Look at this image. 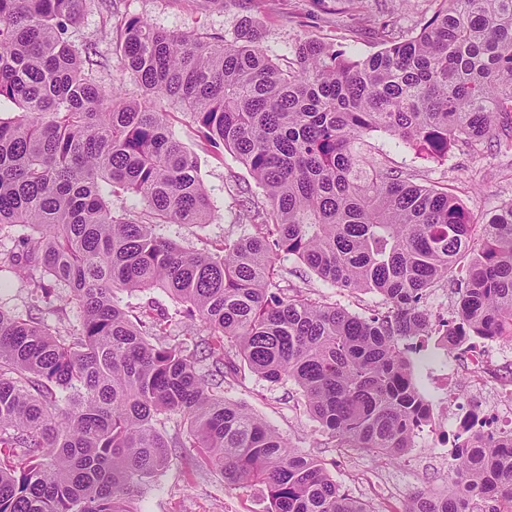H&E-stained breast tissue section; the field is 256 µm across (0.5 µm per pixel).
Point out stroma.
<instances>
[{
    "instance_id": "stroma-1",
    "label": "stroma",
    "mask_w": 512,
    "mask_h": 512,
    "mask_svg": "<svg viewBox=\"0 0 512 512\" xmlns=\"http://www.w3.org/2000/svg\"><path fill=\"white\" fill-rule=\"evenodd\" d=\"M116 4L118 16L140 17L157 29L197 34L211 41H232L242 23H253L268 54L282 65L291 59L295 43L307 39L355 56L380 51L384 47L377 33L381 22L391 23L401 34H415L438 8L436 0H224L223 5L209 8L201 7L198 0H116ZM71 40L79 49L95 45L99 64L91 71L94 82L105 87L117 84L127 97L142 98L140 85L122 69L115 30L98 0H87ZM165 108L175 138L198 158L211 218L206 224H164L159 231L183 247L211 251L244 233L239 222L241 190L256 199L262 198L263 191L231 152L217 156L201 148L193 119L179 103L167 102ZM367 140L376 158L412 175L415 183L453 192L476 222L512 200V150H501L493 143L480 150L461 144L447 159L434 160L384 131L370 133ZM283 265L289 279L304 291L326 296L351 312L368 313L380 301L372 293L355 298L331 287L295 258L285 259ZM223 390L227 400L246 405L284 439L319 459L345 490L369 501L377 512H404L419 490L437 494L448 490V463L434 455L431 443L415 442L396 461L328 447L293 381L273 384L244 368L226 379ZM199 458L197 449L177 450L162 471L140 481L129 501L131 512H264L259 487H225L219 472L196 469Z\"/></svg>"
}]
</instances>
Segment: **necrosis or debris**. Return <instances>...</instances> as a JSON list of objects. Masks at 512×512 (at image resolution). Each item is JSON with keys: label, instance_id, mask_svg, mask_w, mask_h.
<instances>
[{"label": "necrosis or debris", "instance_id": "obj_1", "mask_svg": "<svg viewBox=\"0 0 512 512\" xmlns=\"http://www.w3.org/2000/svg\"><path fill=\"white\" fill-rule=\"evenodd\" d=\"M429 377L437 416L416 437L433 439L452 458L474 434L512 436V351L501 338L459 337L449 362L432 367Z\"/></svg>", "mask_w": 512, "mask_h": 512}]
</instances>
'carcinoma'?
Segmentation results:
<instances>
[{
	"instance_id": "1",
	"label": "carcinoma",
	"mask_w": 512,
	"mask_h": 512,
	"mask_svg": "<svg viewBox=\"0 0 512 512\" xmlns=\"http://www.w3.org/2000/svg\"><path fill=\"white\" fill-rule=\"evenodd\" d=\"M86 2L0 0V102L14 105L0 115V236L14 243L0 272L47 305L64 288L80 309L68 336L0 307V512H131L136 485L174 448L201 449L228 488L262 486L265 512H377L218 388L243 365L291 380L331 447L397 459L432 412L410 357L425 347L404 342L512 334V202L479 224L367 141L383 130L436 159L494 137L512 149V0H439L415 35L383 24L376 53L304 40L284 67L251 25L224 43L124 19L116 47L142 101L85 72L95 52L69 29ZM166 99L263 189L265 204L240 203L250 232L212 252L158 233L211 213ZM117 188L152 219L113 211ZM287 256L381 306L362 316L311 297L278 269ZM448 281L449 320L428 304ZM152 289L205 326L202 356L170 343L168 312L122 306L120 293ZM203 359L220 379L199 371ZM172 414L186 431H166ZM449 472L453 489L404 512H512V439L476 437Z\"/></svg>"
}]
</instances>
